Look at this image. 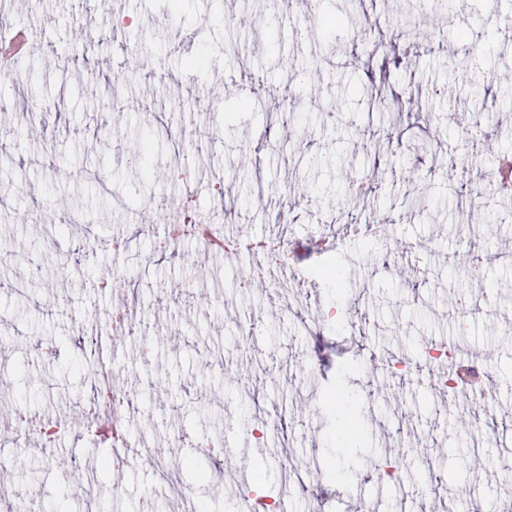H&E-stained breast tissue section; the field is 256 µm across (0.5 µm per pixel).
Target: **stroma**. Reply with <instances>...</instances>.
I'll return each instance as SVG.
<instances>
[{"label":"stroma","mask_w":512,"mask_h":512,"mask_svg":"<svg viewBox=\"0 0 512 512\" xmlns=\"http://www.w3.org/2000/svg\"><path fill=\"white\" fill-rule=\"evenodd\" d=\"M284 2L339 23L303 37L263 17V0H127L120 9L13 0L10 21L34 43L22 76L0 78L13 102L0 111V155L10 158L0 165V251L16 256L0 276V312L14 327L0 341L10 379L0 386V451L18 456L0 469V486L39 487L38 512H177L181 492L201 512H240L245 489L279 512L365 501L373 512H512L500 489L512 475V195L488 194L471 209L448 188L493 169L491 145L512 149V30L483 0H450L441 18L426 14L425 0ZM75 17L100 40L91 63L140 51L134 78L117 88L82 82ZM229 39L242 51L225 54ZM457 54L467 70L453 66ZM189 58L203 61L193 77ZM292 61L334 69L336 80L290 79ZM229 72L250 82L249 107L228 90ZM380 96L418 110L421 126L392 124ZM138 146L157 172L149 204L133 195ZM183 155L197 211L224 232L279 240L304 270L327 241L343 240L348 293L305 282L296 305L263 283L239 290L247 259H217L194 243L154 251L186 196L188 184L167 173ZM417 180L431 190L433 215L412 200ZM310 195L317 205H306ZM57 223L62 248L52 242ZM379 223L384 236L368 237ZM115 236L130 242L119 259ZM104 266L126 278L133 313L136 338L116 377L135 400L132 441L163 456L171 481L138 456L98 476L91 502L78 489L103 445L77 432L45 448L18 436L13 418L87 420L95 391L82 328L109 307L92 287ZM461 294L475 305L463 330L453 311ZM314 310L326 316L316 338L302 326ZM425 337L484 356V377L497 382L488 404L463 388L442 391L426 370L392 371ZM330 389L357 412L359 436L342 445L344 417L322 399ZM258 414L274 429L259 445L241 429ZM213 438L232 450L226 467L196 449ZM489 441L497 454L480 456ZM386 458L400 462L401 481L364 471ZM296 467L309 472L307 490L290 486Z\"/></svg>","instance_id":"35a3bbf8"}]
</instances>
